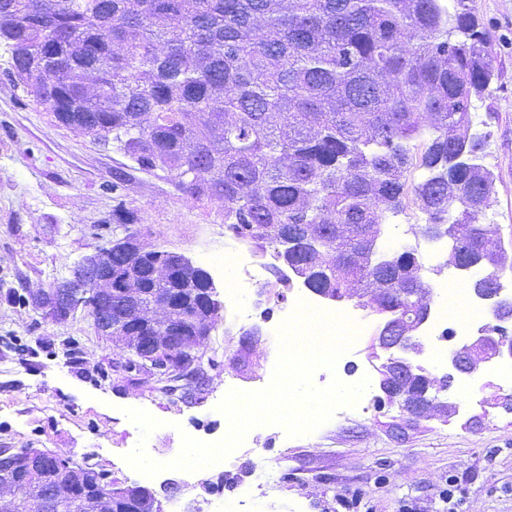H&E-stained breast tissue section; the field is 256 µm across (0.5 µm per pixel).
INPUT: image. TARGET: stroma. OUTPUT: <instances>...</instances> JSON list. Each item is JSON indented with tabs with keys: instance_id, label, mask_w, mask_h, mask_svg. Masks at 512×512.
Listing matches in <instances>:
<instances>
[{
	"instance_id": "1",
	"label": "stroma",
	"mask_w": 512,
	"mask_h": 512,
	"mask_svg": "<svg viewBox=\"0 0 512 512\" xmlns=\"http://www.w3.org/2000/svg\"><path fill=\"white\" fill-rule=\"evenodd\" d=\"M490 35L496 77L475 113L487 132L484 162L496 181L485 220L512 233V0H476ZM129 217L117 227L115 213ZM154 248L184 255L206 270L223 305L203 353L214 359L192 398L149 392L141 375L120 367V354L99 336L84 310L68 319L43 317L31 291L70 276L98 245L124 231ZM240 239L224 228L218 203L176 191L166 173L135 169L112 144L60 125L17 84L0 49V448H45L98 465L125 486L156 491L162 512L182 504L198 512L209 502L243 512H448L441 498L449 478L466 489V512H512V413L484 409V400L512 394L492 375L469 388L439 393L460 403L458 417L407 426L398 405L378 404V375L368 350L381 315L345 302L366 324L353 355L335 369H317L314 386L332 378L367 381L361 404L313 433L290 436L278 425L251 433L250 445L204 472L168 468L186 434H222L218 405L229 384L266 388L278 355L276 330L301 279L284 282L269 268L273 245L252 247L267 264L266 289L228 295L229 269L218 257ZM255 330L251 349L243 333ZM147 411L160 425L149 437L125 414ZM144 445L165 470L142 480L125 460ZM177 486L165 492V483Z\"/></svg>"
}]
</instances>
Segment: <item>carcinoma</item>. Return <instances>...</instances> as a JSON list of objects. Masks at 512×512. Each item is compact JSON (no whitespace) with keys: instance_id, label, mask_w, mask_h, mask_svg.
I'll return each instance as SVG.
<instances>
[{"instance_id":"obj_1","label":"carcinoma","mask_w":512,"mask_h":512,"mask_svg":"<svg viewBox=\"0 0 512 512\" xmlns=\"http://www.w3.org/2000/svg\"><path fill=\"white\" fill-rule=\"evenodd\" d=\"M0 43L18 84L61 125L115 142L144 171L170 173L184 196L219 201L226 230L275 245L311 290L364 297L397 281L433 292L416 250L362 254L403 208L416 165L424 177L414 204L426 223L456 226L450 258L499 256L475 233L495 175L471 132L472 103L494 69L465 0H0ZM203 277L193 266L156 283L148 260L125 251L112 258L122 287L104 306L121 333L164 336L194 313L185 303L200 300ZM160 302L163 320L152 314ZM391 302L415 324V298L399 286ZM124 304L142 314L133 331ZM112 345L150 391H180L177 376L138 361L131 341ZM418 383L401 379L411 416L423 402ZM81 469L112 487L110 512H151L143 487ZM42 496L24 488L15 512H41ZM54 512L96 507L64 497Z\"/></svg>"}]
</instances>
